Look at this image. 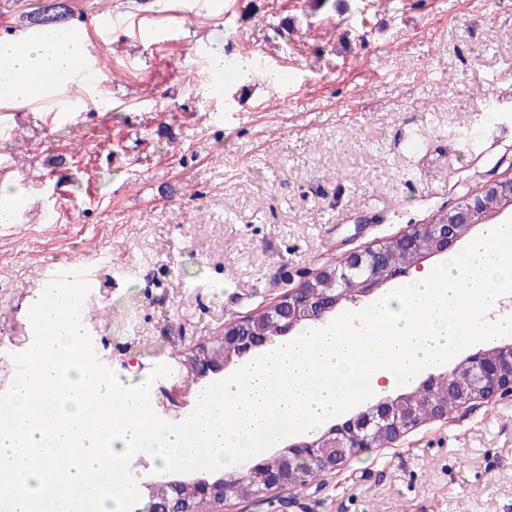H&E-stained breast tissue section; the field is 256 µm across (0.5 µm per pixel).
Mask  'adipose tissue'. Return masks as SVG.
Returning <instances> with one entry per match:
<instances>
[{"mask_svg": "<svg viewBox=\"0 0 512 512\" xmlns=\"http://www.w3.org/2000/svg\"><path fill=\"white\" fill-rule=\"evenodd\" d=\"M84 53L72 29H42L24 42L1 39L0 100L27 101L36 88H65Z\"/></svg>", "mask_w": 512, "mask_h": 512, "instance_id": "ef3b65f1", "label": "adipose tissue"}]
</instances>
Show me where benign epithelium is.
<instances>
[{
	"label": "benign epithelium",
	"mask_w": 512,
	"mask_h": 512,
	"mask_svg": "<svg viewBox=\"0 0 512 512\" xmlns=\"http://www.w3.org/2000/svg\"><path fill=\"white\" fill-rule=\"evenodd\" d=\"M504 172H499L500 168ZM485 190L494 196L501 210L512 207V157L501 158L497 165L480 175ZM442 222L428 221L414 224L396 236L403 244L416 247L427 238L432 248L426 257L440 256L461 241L484 215V201L471 194L462 196L456 206L444 211ZM384 259L382 245L348 252L334 264H326L304 277L295 289L282 294L272 305L274 315L282 328L289 332L304 320H327L329 314L342 305L346 296L340 286L343 277L360 278L359 295L368 297L381 285L373 269ZM268 337L245 320L224 325L220 345L204 343L193 354L197 359V378L223 372L231 363L244 360L261 349ZM445 383L448 393L457 397L456 409H465L476 403H489L501 396L512 395V343L489 350H479L441 375H430L423 386ZM421 421L411 412L410 402L402 399L392 403L380 400L340 425L331 426L318 440H300L288 444L280 452L276 468L256 473L258 487L255 494L265 496L274 490L289 488L297 474V464H305L330 476L345 464L348 457L367 444L369 436L380 431L384 447L395 444ZM193 487L197 497L213 504L212 512H224V476L216 478L182 476L169 478L161 475L143 483L153 501L152 512H193L185 486Z\"/></svg>",
	"instance_id": "benign-epithelium-1"
}]
</instances>
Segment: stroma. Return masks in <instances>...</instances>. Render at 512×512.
<instances>
[{
  "label": "stroma",
  "instance_id": "1",
  "mask_svg": "<svg viewBox=\"0 0 512 512\" xmlns=\"http://www.w3.org/2000/svg\"><path fill=\"white\" fill-rule=\"evenodd\" d=\"M57 3L102 71L67 85L82 106L65 119L51 99L0 100V188L22 198L0 226V393L15 375L6 353L33 340L29 299L81 259L107 367L136 385L169 366L151 402L181 422L187 353L301 273L455 205L512 155V0H203L182 14L171 0H0V38ZM148 28L171 37L154 44ZM203 44L264 69L214 83ZM283 68L289 83L271 81ZM228 510L512 512V396Z\"/></svg>",
  "mask_w": 512,
  "mask_h": 512
}]
</instances>
